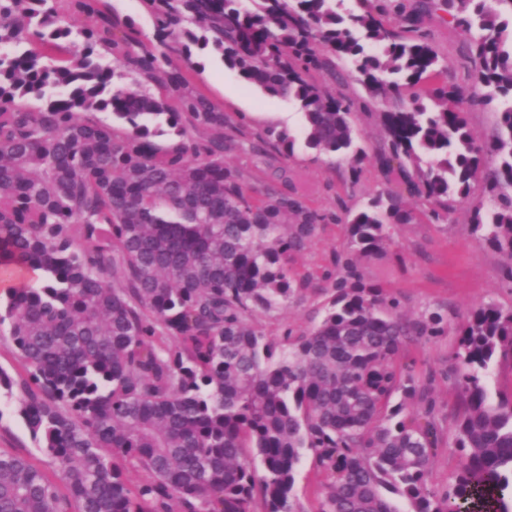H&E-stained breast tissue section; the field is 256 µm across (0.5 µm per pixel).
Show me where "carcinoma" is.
<instances>
[{
  "instance_id": "obj_1",
  "label": "carcinoma",
  "mask_w": 512,
  "mask_h": 512,
  "mask_svg": "<svg viewBox=\"0 0 512 512\" xmlns=\"http://www.w3.org/2000/svg\"><path fill=\"white\" fill-rule=\"evenodd\" d=\"M341 2L141 0L158 44L185 40L177 65L109 0H0V273L42 272L0 297L15 361L0 399L43 455L0 448V512H512V394L489 390L512 366V308L480 303L460 323L445 415L409 353L448 315L410 317L363 273L391 225L450 223L465 204L512 269V0ZM437 10L465 38L478 98L425 30ZM194 49L294 101L316 157L396 169L421 202L384 188L345 212L333 294L297 336L260 317L303 296L289 257L321 216L288 169L260 189L224 164L232 120L197 83ZM340 62L389 101L369 150L324 82L347 84ZM496 100L482 141L464 105ZM260 139L265 156L296 143L276 126ZM448 429L463 463L438 489ZM315 475L311 467L310 458H306L300 468V474L297 483L298 496L305 505L314 496Z\"/></svg>"
}]
</instances>
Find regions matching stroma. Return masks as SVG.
I'll return each mask as SVG.
<instances>
[{
	"mask_svg": "<svg viewBox=\"0 0 512 512\" xmlns=\"http://www.w3.org/2000/svg\"><path fill=\"white\" fill-rule=\"evenodd\" d=\"M426 26L440 51L453 61L456 80L467 83L468 68L461 32L436 15L427 19ZM198 80L225 113L232 116L234 125L245 133L238 147L224 155L225 163L234 169L253 172L259 164L254 135L262 131L263 126L256 120V113H284L287 129L295 134L302 127V115L293 102L263 94L235 72L224 68L219 58L205 60ZM343 92L355 100L352 112L360 145L371 147L382 133L379 115L384 110L383 104L363 109L360 98L364 91L355 82L344 86ZM271 165L287 167L295 174L304 199L326 216H341L346 210L358 209L386 184L383 175L370 162H363L361 173L356 176L349 160H342L336 167L330 166L314 159L300 140L296 141L291 157H275ZM455 218L452 224L433 222L392 226L390 232L397 257L374 260L364 266L366 281L381 284L396 295L408 315L415 317L435 309L447 313V335L411 350L416 368L422 373L439 372L450 366L457 342V327L472 306L491 301L512 306V283L504 278L502 255L472 235L467 207H459ZM344 246L343 224L328 222L303 251L293 255V272L300 276L311 275L312 280L301 301L288 310L262 318L266 331L279 335L289 330L298 334L319 320L332 288L323 274L333 269L335 254Z\"/></svg>",
	"mask_w": 512,
	"mask_h": 512,
	"instance_id": "stroma-1",
	"label": "stroma"
}]
</instances>
